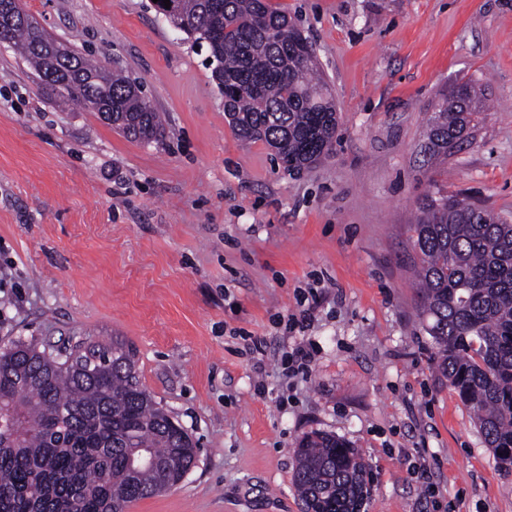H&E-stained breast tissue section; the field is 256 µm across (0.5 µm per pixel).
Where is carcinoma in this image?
<instances>
[{"mask_svg":"<svg viewBox=\"0 0 512 512\" xmlns=\"http://www.w3.org/2000/svg\"><path fill=\"white\" fill-rule=\"evenodd\" d=\"M162 18L206 48L224 112L243 140H261L299 173L327 156L336 107L311 44L268 0H174ZM50 99L76 103L126 136L159 141V112L118 70L73 52L54 65L26 26L7 23ZM486 111L473 82L444 97L424 151L448 156ZM419 288L437 368L499 467L512 471V223L456 195L427 198L414 225ZM0 512H125L177 485L196 459L191 436L142 387L136 351L118 339L80 337L39 349L0 347ZM303 512H363L365 464L345 441L311 433L295 445Z\"/></svg>","mask_w":512,"mask_h":512,"instance_id":"cac0c4a2","label":"carcinoma"}]
</instances>
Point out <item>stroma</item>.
I'll return each instance as SVG.
<instances>
[{
  "label": "stroma",
  "mask_w": 512,
  "mask_h": 512,
  "mask_svg": "<svg viewBox=\"0 0 512 512\" xmlns=\"http://www.w3.org/2000/svg\"><path fill=\"white\" fill-rule=\"evenodd\" d=\"M271 2L339 116L332 153L298 175L235 135L205 51L149 0H24L139 83L165 135L141 143L45 98L0 46V345L136 349L143 388L199 451L128 512H302L294 446L314 431L357 449L365 512H512V475L435 368L413 246L428 196L512 217V0ZM466 80L495 109L429 159L427 122ZM301 343L305 376L288 361Z\"/></svg>",
  "instance_id": "1"
}]
</instances>
